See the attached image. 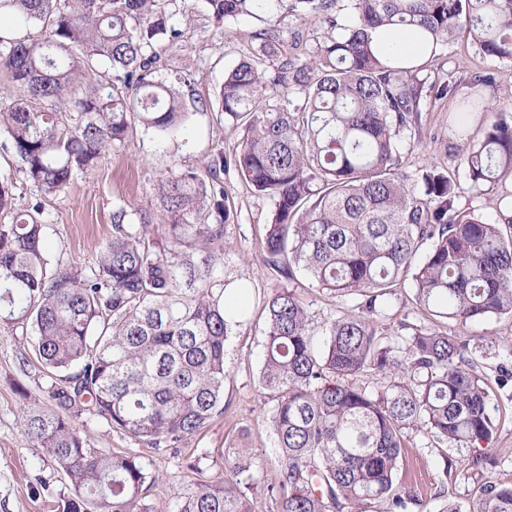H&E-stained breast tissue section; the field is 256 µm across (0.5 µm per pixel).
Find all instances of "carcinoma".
Returning <instances> with one entry per match:
<instances>
[{"mask_svg": "<svg viewBox=\"0 0 512 512\" xmlns=\"http://www.w3.org/2000/svg\"><path fill=\"white\" fill-rule=\"evenodd\" d=\"M175 0H0V70L18 90L0 108V131L25 179L46 191L66 187L126 145L136 128L162 138L190 121L177 85L163 73L161 44L182 36ZM216 24L262 13L257 50L224 73L217 93L226 119L243 129L231 158L219 151L205 171L171 172L157 181V214L121 207L96 267L59 268L46 248L38 212L16 208L15 185L0 180V324L30 332L51 379L49 405L23 387L22 426L67 476L75 497L62 512H170L146 500L156 482L140 457L107 453L81 435L87 411L150 448L169 453L224 412V351L248 316L230 296L249 293L226 280L221 175L232 167L256 194L274 202L263 260L286 281L267 296L259 376L271 403L278 460L264 476L281 512H424L416 489L397 478L413 435L477 448L496 433L490 391L512 385V362L490 376L469 346L418 326L386 336L376 322L406 281L415 308L459 326L512 315V194L497 218L460 205L455 176L437 167L413 184L399 171L398 147L415 148L430 102L456 96L448 77L428 81L423 66L390 62L372 45L380 26L414 27L438 46L465 30L489 58L512 63V0H351L344 21L337 0H205ZM302 11L336 37L288 54L278 18ZM471 96L455 113V145L471 188L512 178V113L488 111ZM490 112L481 140L465 138L475 113ZM219 220L200 224L209 206ZM431 248L424 258V243ZM325 294L351 298L349 313L323 325L298 276ZM372 371L382 385L371 387ZM475 454L472 469L496 467ZM177 512H253L232 480L198 481ZM512 512V483L484 481L465 509Z\"/></svg>", "mask_w": 512, "mask_h": 512, "instance_id": "carcinoma-1", "label": "carcinoma"}]
</instances>
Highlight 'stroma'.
Instances as JSON below:
<instances>
[{"label":"stroma","instance_id":"obj_1","mask_svg":"<svg viewBox=\"0 0 512 512\" xmlns=\"http://www.w3.org/2000/svg\"><path fill=\"white\" fill-rule=\"evenodd\" d=\"M173 21L184 37L178 47L164 51L169 70H189L191 86L185 99H196L191 123L181 137L163 142L150 132L137 131L118 151L111 152L90 172L76 175L63 189L48 193L25 180L20 163L8 147V137L0 133V179L16 185L20 205L40 206L47 226L53 260L61 265L93 267L101 247L112 236V213L118 207L157 210L155 188L163 174L188 168L200 169L211 155L232 156L243 136L240 127L225 120L216 93L224 72L258 46L254 39L262 21L242 16L229 21L227 28L214 26L203 0H175L170 7ZM493 70L495 82L484 88L486 105L512 111V64L486 57L466 34L440 45L426 73L430 79L453 76L458 81L457 96L466 98L472 75ZM454 102L439 101L425 114L421 143L401 153L402 172L418 177L425 167L436 165L451 172L462 167L452 146L456 141L453 123ZM226 203L231 216L224 225V276L250 287L247 324L234 328L225 347L224 412L215 417L201 434L185 441L173 455L147 447L131 437L113 431L96 416L78 418L82 436L93 447L141 456L144 464L163 480L147 493L148 499L176 501L191 492L199 475L237 478L247 487L254 512H278L260 478L276 455L270 431V406L260 387L259 374L264 354L265 312L263 300L279 284L264 262L261 251L263 227L273 210L270 199L254 194L234 169L224 173ZM414 288L405 286L385 306L377 318L380 332L395 336L403 326L425 324L412 302ZM430 328L465 341L478 371L492 373L507 354L512 353V317L502 316L459 326L446 320L427 322ZM51 384L35 361L28 335L0 326V512H55L58 502L74 491L66 476L43 449L34 447L22 429V400L18 388L46 399ZM495 404L505 408L500 429L489 451L497 465L489 471L492 481L512 482V398L496 395ZM247 430V444L255 466L234 474L224 459V448ZM468 449L433 447L424 434H417L405 451L402 477L417 486L427 512H437L441 497L469 504L481 483L467 468ZM454 462L445 470V459Z\"/></svg>","mask_w":512,"mask_h":512}]
</instances>
